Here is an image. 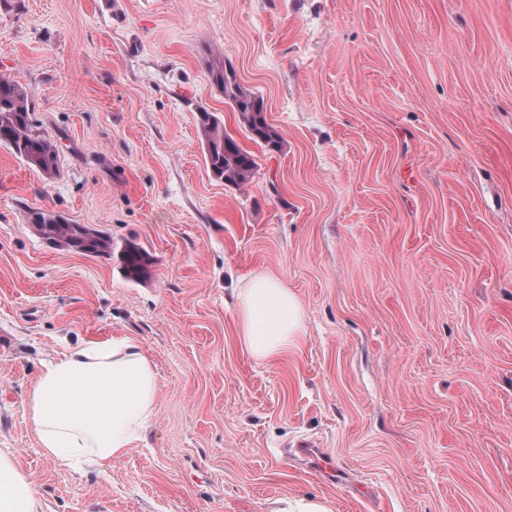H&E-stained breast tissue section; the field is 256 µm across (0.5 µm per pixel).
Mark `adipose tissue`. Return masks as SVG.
I'll use <instances>...</instances> for the list:
<instances>
[{"label":"adipose tissue","instance_id":"1","mask_svg":"<svg viewBox=\"0 0 512 512\" xmlns=\"http://www.w3.org/2000/svg\"><path fill=\"white\" fill-rule=\"evenodd\" d=\"M303 320L297 295L270 272L253 273L239 292L238 341L255 359L295 345ZM159 385L152 357L133 337L85 340L44 365L27 411L46 455L67 463L91 455L104 464L144 440ZM37 508L33 484L0 453V512Z\"/></svg>","mask_w":512,"mask_h":512}]
</instances>
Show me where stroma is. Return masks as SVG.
<instances>
[{
	"label": "stroma",
	"instance_id": "stroma-1",
	"mask_svg": "<svg viewBox=\"0 0 512 512\" xmlns=\"http://www.w3.org/2000/svg\"><path fill=\"white\" fill-rule=\"evenodd\" d=\"M213 52L279 150L241 131ZM0 75L60 157L50 179L0 146V448L39 512H512V0H0ZM202 107L255 154L244 186L206 168ZM32 209L113 255L52 246ZM130 240L148 281L120 269ZM259 270L304 307L267 361L236 336ZM121 336L160 376L145 442L45 455L42 364ZM209 79L238 114L239 124L254 143L269 150L280 147L278 135L267 121L263 98L242 86L232 70L224 68V59L213 56L204 59ZM296 452L328 482L335 483L342 479V471L321 448H297ZM270 512H332V508L320 499L283 497L274 501Z\"/></svg>",
	"mask_w": 512,
	"mask_h": 512
}]
</instances>
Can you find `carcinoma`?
<instances>
[{
    "label": "carcinoma",
    "mask_w": 512,
    "mask_h": 512,
    "mask_svg": "<svg viewBox=\"0 0 512 512\" xmlns=\"http://www.w3.org/2000/svg\"><path fill=\"white\" fill-rule=\"evenodd\" d=\"M204 64L209 79L223 95L248 138L270 150L280 147L278 135L267 121L263 98L242 86L235 74L224 68V60L207 57ZM197 125L207 169L217 179L239 186L251 180L257 168L255 155L244 149L224 127L219 113L202 107ZM0 146L48 178L59 173L58 147L40 130L34 119L31 97L15 81L0 77ZM27 220L39 225L41 236L53 246L92 256H112V236L90 234V228L75 224L52 210L28 213ZM124 276L143 281L150 276L151 255L134 242H127L120 253Z\"/></svg>",
    "instance_id": "cac0c4a2"
}]
</instances>
